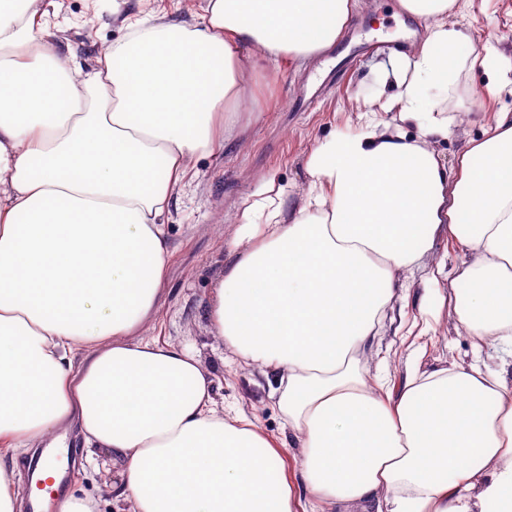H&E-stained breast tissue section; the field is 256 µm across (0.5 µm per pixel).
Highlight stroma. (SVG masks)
I'll list each match as a JSON object with an SVG mask.
<instances>
[{
  "mask_svg": "<svg viewBox=\"0 0 512 512\" xmlns=\"http://www.w3.org/2000/svg\"><path fill=\"white\" fill-rule=\"evenodd\" d=\"M62 18L70 27L66 36L71 49L90 66L99 49L119 38L112 22V4L103 0L91 9V0H57ZM461 27L470 32L475 48L494 45L512 49V0H471L459 16ZM424 21L406 16L399 0H358V7L341 39L328 50L334 62L349 60L340 83L320 94L327 73L319 59L301 68L265 66L254 82L256 99H244V113L230 146L221 152L195 158L192 177L175 203L169 228L172 254L163 284L161 308L147 331L162 342L195 351L210 371L214 398L219 406L242 410L257 428L284 446L288 472H295L297 449L286 447L288 429L277 404L275 373L264 374L234 356L214 336L206 308L212 286L224 271L227 242L234 230L233 218L258 189L261 179L275 173L290 195L300 194L307 182L304 158L320 139L356 130V116L349 112L350 97L378 92L388 64V52L376 49L375 41L405 38L421 42ZM512 110V95L503 94L486 109L471 112L442 144L445 164H453L465 143L480 137L498 110ZM449 265L462 258L447 237L435 241L412 274L395 284V298L384 326L366 357L365 380L383 400L396 401L410 373L458 364H477L500 369L508 357L504 347L460 334L451 305H444L437 322L427 323L421 304L426 276L440 257ZM77 466L68 468L67 490L93 496L99 512H114L112 489L104 476L112 471L109 456L79 449Z\"/></svg>",
  "mask_w": 512,
  "mask_h": 512,
  "instance_id": "1",
  "label": "stroma"
}]
</instances>
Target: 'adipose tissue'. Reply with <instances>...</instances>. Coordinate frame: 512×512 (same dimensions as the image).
<instances>
[{
  "mask_svg": "<svg viewBox=\"0 0 512 512\" xmlns=\"http://www.w3.org/2000/svg\"><path fill=\"white\" fill-rule=\"evenodd\" d=\"M427 21L391 56L357 129L321 139L289 198L267 176L234 217L207 313L236 356L277 372L312 504L358 512H512V384L453 365L409 376L396 405L367 386L398 277L437 238L422 310L451 303L468 336L512 348V113L453 166L438 147L512 88L503 50H476L463 0H399ZM355 0H204L199 15L125 13L93 67L62 55L40 0H0V450L84 447L120 461L117 512H297L280 449L216 407L184 347L143 336L171 255L168 220L193 158L224 150L265 63L333 47ZM450 279L451 297L438 288ZM486 77L481 71L465 72L460 80L459 92L464 98L474 99L483 95Z\"/></svg>",
  "mask_w": 512,
  "mask_h": 512,
  "instance_id": "1",
  "label": "adipose tissue"
}]
</instances>
